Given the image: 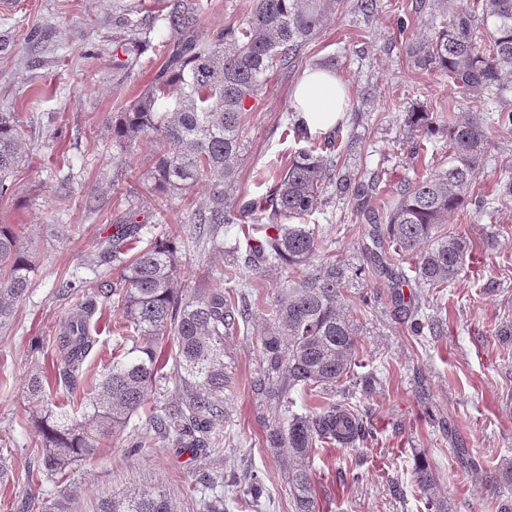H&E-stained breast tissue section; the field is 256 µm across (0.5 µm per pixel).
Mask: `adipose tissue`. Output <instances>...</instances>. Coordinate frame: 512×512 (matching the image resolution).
I'll list each match as a JSON object with an SVG mask.
<instances>
[{
    "label": "adipose tissue",
    "mask_w": 512,
    "mask_h": 512,
    "mask_svg": "<svg viewBox=\"0 0 512 512\" xmlns=\"http://www.w3.org/2000/svg\"><path fill=\"white\" fill-rule=\"evenodd\" d=\"M292 101L310 132L329 133L341 123L349 107V93L336 73L313 67L297 82Z\"/></svg>",
    "instance_id": "adipose-tissue-1"
}]
</instances>
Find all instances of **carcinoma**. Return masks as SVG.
<instances>
[{
  "label": "carcinoma",
  "instance_id": "obj_1",
  "mask_svg": "<svg viewBox=\"0 0 512 512\" xmlns=\"http://www.w3.org/2000/svg\"><path fill=\"white\" fill-rule=\"evenodd\" d=\"M440 28L435 38L408 47L421 67H432L466 94L499 103L497 129L512 134V103H504L512 74V0H437ZM339 0H255L236 27L206 28L202 0H164L161 14L123 18L132 35L149 34L157 23L167 31L159 46L166 59L154 79L118 119L112 138L131 147L145 137L154 142L153 164L146 190L153 196L185 195L196 183L209 184L207 198L196 205L189 223L195 241L224 254V229L234 224L261 233L244 263L251 269L306 266L322 248L313 229L301 223L334 197L354 200L365 209L377 194V183L356 180L338 166L336 141L291 153L275 172L258 201L236 199L226 188L234 181L243 148V115L247 101L262 90L270 74L302 62L304 50ZM489 117L482 112H450L441 124L433 113L414 108L403 116L409 138L429 139L439 131L448 139V168L400 188L382 216H372L374 248L366 249L360 269L388 268L399 257L414 265L417 278L436 288L454 282L464 269L469 244L446 231L448 218L463 208L479 175L487 145ZM22 126L13 112H0V199L10 194L9 174L18 162ZM131 210L115 232L100 241L101 261L116 263L112 281L103 278L63 280L58 293L82 294L55 327L51 356L53 384L74 394L83 379V364L95 345L92 319L98 300L112 304L143 342L112 360L98 391L85 404L81 419L70 420L59 404L45 398L48 377L37 369L28 391L40 403L33 415L40 442L37 466L26 473L29 492L7 512H74L66 493L44 501L35 490L45 482L63 484L78 463L114 440L132 418L181 448L216 451L224 438V392L232 380L224 366V337L248 328L256 316L269 321L261 337L263 371L253 380L255 391L278 401L285 416L266 426L271 448L288 449V489L294 512H317L309 460L325 443L347 447L373 436L358 411L323 402L305 414L289 412L290 393L319 397L354 373L359 354L358 327L339 302L346 269L330 262L283 283L287 301L265 308L243 293H224L221 286L197 288L186 297L179 286L182 249L175 238L145 237L146 225ZM31 260L19 234L0 224V328L10 324L14 307L27 292ZM407 328L415 336L435 333L439 323L406 310ZM173 337L175 349L165 354L158 340ZM174 383L176 402L161 400V390ZM415 482L431 512H448L436 496V477L422 462ZM497 493L498 512H512V465L489 475ZM95 512H178L167 493L154 487L100 500Z\"/></svg>",
  "mask_w": 512,
  "mask_h": 512
}]
</instances>
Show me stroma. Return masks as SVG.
<instances>
[{
	"instance_id": "35a3bbf8",
	"label": "stroma",
	"mask_w": 512,
	"mask_h": 512,
	"mask_svg": "<svg viewBox=\"0 0 512 512\" xmlns=\"http://www.w3.org/2000/svg\"><path fill=\"white\" fill-rule=\"evenodd\" d=\"M14 2L12 10L0 12V112L19 113L24 134L22 160L11 175L13 192L0 200V224L14 225L33 270L11 325L0 330V439L10 444L12 471L20 476L38 440L32 415L39 405L27 392V379L52 353L55 327L69 309L56 294L58 285L71 276L105 273L98 243L126 211L112 172L129 171L133 186L151 166L150 139L120 151L112 143V122L150 83L163 57L154 46L117 49L124 37L118 16L137 4L156 9L157 0ZM436 5L437 0H378L369 15L359 11L357 0L332 7L302 66L274 74L249 102L234 195H265L275 170L298 147L284 134L294 86L305 68L331 59L350 95L337 142L349 168L378 177L375 211H382L402 181L447 167L448 146L438 136L427 141L422 155L411 157L404 112L415 106L440 116L480 112L485 102L463 95L438 71L417 68L409 57V44L435 34ZM489 138L474 202L448 220L473 246L456 281L432 288L401 263V285L385 275L359 273L344 288V302L359 325L354 373L377 377L372 394L353 403L367 411L375 436L353 448L333 442L318 450L310 468L320 512H426L414 475L421 458L432 467L448 512H497L488 473L512 461V199L499 196L496 184L512 176V136L493 129ZM65 176L71 190L62 194L57 183ZM206 193V186H195L141 217L186 238L187 216ZM90 195L100 211L87 209ZM307 223L323 242L315 265L341 260L358 270L369 242L366 214L334 198ZM227 267L226 258L211 255L203 244L182 260L179 282L188 292L205 284L245 291L265 305L290 276L283 268L231 275ZM398 293L418 302L424 313L441 314L443 334L410 335L395 304ZM119 318V312L103 308L97 344L83 365L81 393L94 391L114 349L139 343L137 334L114 333ZM263 332L255 323L224 339L233 384L224 401L223 454L194 456L144 430L137 451L108 443L65 486L43 484L40 495L64 491L74 496L78 512H93L112 493L159 486L181 512H203L198 492L220 471L226 512H244L234 498L255 475L261 483L258 512H293L284 455L265 441V426L278 408L251 389L260 371Z\"/></svg>"
}]
</instances>
